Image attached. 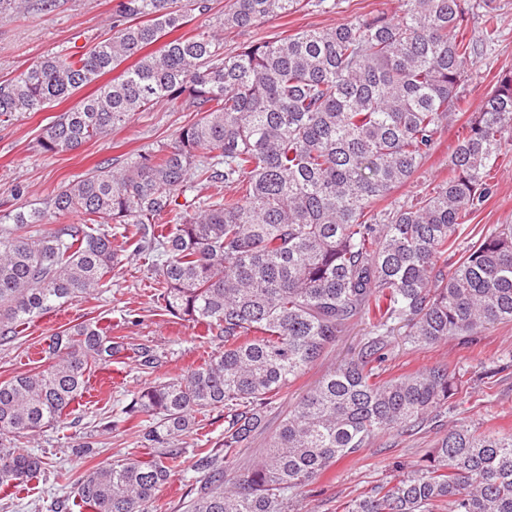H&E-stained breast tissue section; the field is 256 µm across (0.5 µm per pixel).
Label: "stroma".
I'll use <instances>...</instances> for the list:
<instances>
[{"mask_svg":"<svg viewBox=\"0 0 512 512\" xmlns=\"http://www.w3.org/2000/svg\"><path fill=\"white\" fill-rule=\"evenodd\" d=\"M117 0H58L50 13L37 8L0 14V81L16 77L48 55L70 56L106 38L112 26ZM500 18L498 42L484 49L460 90L471 107H479L500 75L512 72V0H491ZM398 0H340L335 12L314 6L262 25L232 30L224 35V49L273 35L288 36L304 29L335 27L356 16L375 11L394 13ZM81 95L27 112L0 125V215L19 208L42 209L62 186L77 180L99 165L124 166L139 152L170 143L192 115L181 107L161 101L136 113L120 127L85 143L81 148L56 154L43 152L39 137L55 116L76 105ZM465 118L450 121L433 154L413 178L395 192V199L410 201L422 196L448 173V160L458 142ZM498 224H512V145L498 159L492 196L466 218L460 239L467 242ZM152 259L145 255L125 257L119 274L92 295L77 298L58 311L25 325L19 336L0 344V381L23 374L38 365L44 339L85 320L111 326L127 348L106 367L90 375V392L65 426H51L31 437L26 448L42 455L47 469L19 492H0V512H51L54 501L73 495L74 481L93 464H111L131 457L147 459L152 449L133 445L122 421V411L134 391L149 378H166L202 361L217 347L202 326L179 320L160 311L153 290ZM370 337L365 323H355L305 374L281 394L267 412V428L250 447L241 449L228 465L229 474L250 469L261 457L270 435L278 430L289 408L328 371L344 360L357 357ZM389 375L448 365L465 387L454 401L437 411L438 424L411 438L377 436L370 447L345 460L294 497L288 512H341L344 503L382 486L395 476L393 462L420 463L446 433L461 424L480 433L512 430V322L487 326L479 346L467 348L451 339L431 345L408 342L404 328L388 338ZM149 347L159 358L157 368L145 373L132 358L137 347ZM113 421L103 430V421ZM224 433V413L216 410L203 417L196 431L183 438L185 457L173 463L171 477L159 493L167 512H186V505L201 479L190 468L196 449L208 447ZM93 443L95 458L76 456V445Z\"/></svg>","mask_w":512,"mask_h":512,"instance_id":"stroma-1","label":"stroma"}]
</instances>
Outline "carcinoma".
Listing matches in <instances>:
<instances>
[{
    "label": "carcinoma",
    "mask_w": 512,
    "mask_h": 512,
    "mask_svg": "<svg viewBox=\"0 0 512 512\" xmlns=\"http://www.w3.org/2000/svg\"><path fill=\"white\" fill-rule=\"evenodd\" d=\"M303 0H229L218 30L180 33L210 0H119L112 34L78 56H46L0 82V124L40 112L119 77L60 113L39 139L46 153L79 149L160 101L196 118L175 139L115 170L97 167L61 188L45 209L0 225V342L90 295L121 264L113 234L154 254L160 308L205 328L224 346L180 375L144 384L126 405L135 444L127 458L80 476L92 512H157L169 462L198 416L224 410V435L199 448L203 474L188 512H288V501L381 433L413 437L462 389L448 366L380 380L394 325L408 340L454 337L478 345L488 324L512 322V224L459 249L460 226L493 191L512 142V74L465 125L448 175L417 202L380 207L434 151L480 49L498 40L487 0H400L330 29L224 52L220 31L285 17ZM484 10L478 35L470 15ZM160 50L148 48L173 33ZM214 192L201 195L200 188ZM76 213L80 224H58ZM456 260L448 263V255ZM356 321L371 339L288 410L260 460L227 478L276 398ZM125 350L97 321L45 339L42 365L0 382V489L45 470L12 445L60 424L88 392L92 370ZM512 512V431L456 426L425 463L343 512Z\"/></svg>",
    "instance_id": "carcinoma-1"
}]
</instances>
